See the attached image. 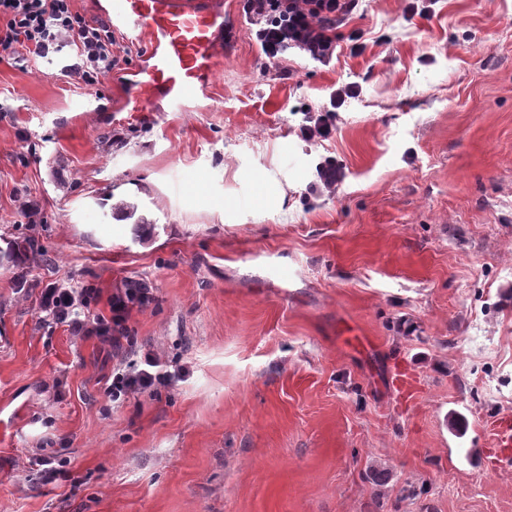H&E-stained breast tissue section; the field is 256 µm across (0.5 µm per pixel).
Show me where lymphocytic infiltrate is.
<instances>
[{
	"label": "lymphocytic infiltrate",
	"instance_id": "f902f5d3",
	"mask_svg": "<svg viewBox=\"0 0 512 512\" xmlns=\"http://www.w3.org/2000/svg\"><path fill=\"white\" fill-rule=\"evenodd\" d=\"M73 2L0 0V58L13 56L20 47L35 59L71 49L78 61L70 65L68 74L93 95L102 80L120 65L125 48L109 25L89 20ZM360 2L244 0L243 11L249 24L257 28L256 38L269 64H279L291 52L328 62L338 45L339 25L359 9ZM99 298L96 288L50 284L40 292V310L66 326L70 335L95 339L110 347L115 364L107 392L113 400L150 393L158 385L180 381L182 371L169 370L152 352L143 353L134 362L125 359L132 343L128 321L133 311L151 301V288L143 283L131 285L106 299L107 312L88 315L89 306Z\"/></svg>",
	"mask_w": 512,
	"mask_h": 512
}]
</instances>
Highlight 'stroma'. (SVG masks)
I'll use <instances>...</instances> for the list:
<instances>
[{
  "mask_svg": "<svg viewBox=\"0 0 512 512\" xmlns=\"http://www.w3.org/2000/svg\"><path fill=\"white\" fill-rule=\"evenodd\" d=\"M223 3L190 112L121 111L134 46L97 98L70 50L0 60V512H512V0H363L329 65L273 67ZM132 280L136 352L188 374L115 402L39 289ZM512 422L504 420L499 422L496 429V452L500 460L510 464L512 458Z\"/></svg>",
  "mask_w": 512,
  "mask_h": 512,
  "instance_id": "obj_1",
  "label": "stroma"
}]
</instances>
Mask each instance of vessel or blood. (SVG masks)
Returning a JSON list of instances; mask_svg holds the SVG:
<instances>
[{
	"instance_id": "obj_1",
	"label": "vessel or blood",
	"mask_w": 512,
	"mask_h": 512,
	"mask_svg": "<svg viewBox=\"0 0 512 512\" xmlns=\"http://www.w3.org/2000/svg\"><path fill=\"white\" fill-rule=\"evenodd\" d=\"M93 19L140 45L143 62L135 71L128 112H186L204 91L224 57V13L216 0H106ZM496 452L512 461V422H499Z\"/></svg>"
}]
</instances>
